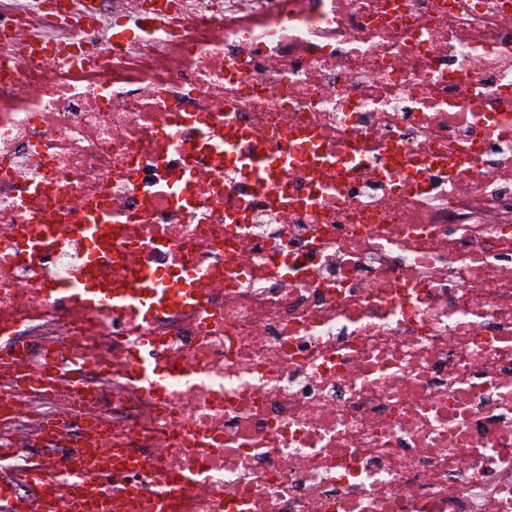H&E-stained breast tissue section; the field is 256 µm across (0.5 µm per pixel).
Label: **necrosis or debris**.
I'll use <instances>...</instances> for the list:
<instances>
[{
  "label": "necrosis or debris",
  "instance_id": "obj_1",
  "mask_svg": "<svg viewBox=\"0 0 512 512\" xmlns=\"http://www.w3.org/2000/svg\"><path fill=\"white\" fill-rule=\"evenodd\" d=\"M66 2L0 0L91 54L0 52V449H123L112 512H512V0Z\"/></svg>",
  "mask_w": 512,
  "mask_h": 512
}]
</instances>
